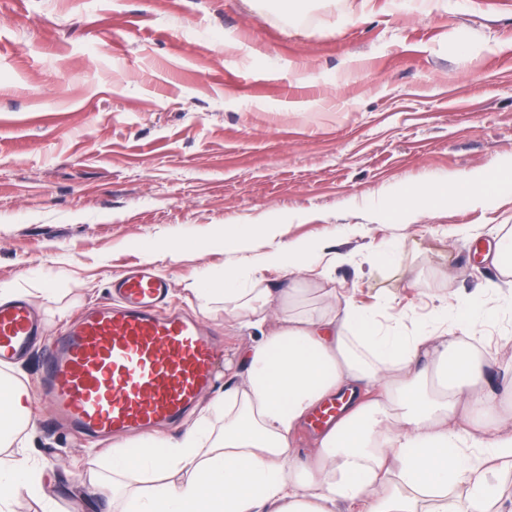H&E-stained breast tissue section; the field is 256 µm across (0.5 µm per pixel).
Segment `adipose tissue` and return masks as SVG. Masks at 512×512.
<instances>
[{
  "label": "adipose tissue",
  "mask_w": 512,
  "mask_h": 512,
  "mask_svg": "<svg viewBox=\"0 0 512 512\" xmlns=\"http://www.w3.org/2000/svg\"><path fill=\"white\" fill-rule=\"evenodd\" d=\"M509 184L511 160L455 174L405 192L400 217L411 223L444 199L483 207ZM326 250L291 238L259 254L256 268L289 273L288 288L238 263L201 275L198 299H222L225 323L259 331L237 356L242 376L182 434L113 448L111 476L93 473L89 494L117 512H512L498 485L512 462V381L492 385L491 355L458 352L512 316V303L452 298L412 331L339 288L318 289L317 307L304 310L308 274L332 276ZM333 399L335 423L300 453L298 433ZM29 402L22 382L0 375V454L12 456L0 466V512L19 490L47 495L21 434Z\"/></svg>",
  "instance_id": "adipose-tissue-1"
}]
</instances>
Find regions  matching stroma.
<instances>
[{
  "label": "stroma",
  "mask_w": 512,
  "mask_h": 512,
  "mask_svg": "<svg viewBox=\"0 0 512 512\" xmlns=\"http://www.w3.org/2000/svg\"><path fill=\"white\" fill-rule=\"evenodd\" d=\"M510 158L512 0H0V281H39L47 337L147 264L218 350L249 345L191 292L254 257L225 253L228 224L330 239L334 287L408 330L444 298L500 305L512 285L475 248L512 227L511 189L411 224L380 220L377 193ZM47 347L13 374L52 498L13 510L106 512L80 487L113 443L52 418Z\"/></svg>",
  "instance_id": "35a3bbf8"
}]
</instances>
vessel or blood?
Here are the masks:
<instances>
[{"label":"vessel or blood","mask_w":512,"mask_h":512,"mask_svg":"<svg viewBox=\"0 0 512 512\" xmlns=\"http://www.w3.org/2000/svg\"><path fill=\"white\" fill-rule=\"evenodd\" d=\"M112 287L116 303L84 308L62 327L40 376L54 416L82 437L177 424L213 380L212 338L197 319L165 309L166 279L141 268ZM43 327L27 301L0 305V366L24 354Z\"/></svg>","instance_id":"vessel-or-blood-1"}]
</instances>
